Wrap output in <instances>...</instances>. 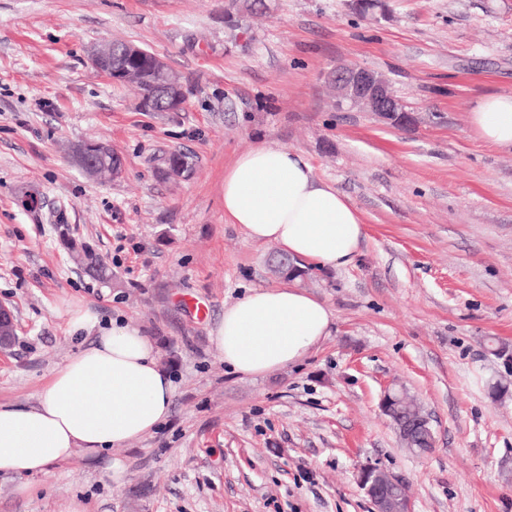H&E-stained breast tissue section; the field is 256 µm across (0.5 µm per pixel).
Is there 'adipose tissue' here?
I'll return each instance as SVG.
<instances>
[{
    "instance_id": "1",
    "label": "adipose tissue",
    "mask_w": 512,
    "mask_h": 512,
    "mask_svg": "<svg viewBox=\"0 0 512 512\" xmlns=\"http://www.w3.org/2000/svg\"><path fill=\"white\" fill-rule=\"evenodd\" d=\"M471 124L484 141L512 148V94L480 99ZM224 216L251 241L331 269L352 264L365 237L347 196L300 156L269 144L243 152L225 170ZM70 321L73 331L97 335L53 372L35 405L0 404V473L44 474L78 448L99 456L154 431L170 414L173 383L151 337L129 321L97 328L81 307ZM332 321L324 301L279 284L225 306L214 342L234 372L262 376L304 359Z\"/></svg>"
}]
</instances>
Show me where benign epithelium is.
<instances>
[{
  "instance_id": "7a95c632",
  "label": "benign epithelium",
  "mask_w": 512,
  "mask_h": 512,
  "mask_svg": "<svg viewBox=\"0 0 512 512\" xmlns=\"http://www.w3.org/2000/svg\"><path fill=\"white\" fill-rule=\"evenodd\" d=\"M143 53V48L130 42L120 47L105 43L91 50L90 61L109 80L136 83L147 79V72L140 65ZM153 68L162 77L154 82L151 97L140 101V107L149 112L181 110L187 99L185 88L168 78L169 67L162 58L155 57ZM328 82L336 89V107L339 109L360 106L394 124L409 121L402 101L387 78L377 71L343 65L328 74ZM356 479L375 512H391L395 491H404L403 484L378 463L358 466Z\"/></svg>"
}]
</instances>
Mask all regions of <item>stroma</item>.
Instances as JSON below:
<instances>
[{"instance_id":"obj_1","label":"stroma","mask_w":512,"mask_h":512,"mask_svg":"<svg viewBox=\"0 0 512 512\" xmlns=\"http://www.w3.org/2000/svg\"><path fill=\"white\" fill-rule=\"evenodd\" d=\"M128 40L166 60L183 110L145 112L90 63ZM340 64L384 73L411 111L395 126L340 111ZM512 93V0H0V403L36 402L80 339L69 306L140 326L174 383L168 419L97 460L0 474V512H372L357 465L386 467L414 512H512V148L480 139L479 99ZM109 142L98 182L69 146ZM300 155L365 224L353 265L311 267L333 313L302 362L235 374L212 336L231 304L277 285L273 243L224 218V171L258 143ZM180 150L194 168L157 178ZM107 262L74 264L49 214ZM499 379L508 391L489 395ZM401 384L431 417L433 451L404 448L379 410ZM29 489L18 492L20 482Z\"/></svg>"}]
</instances>
